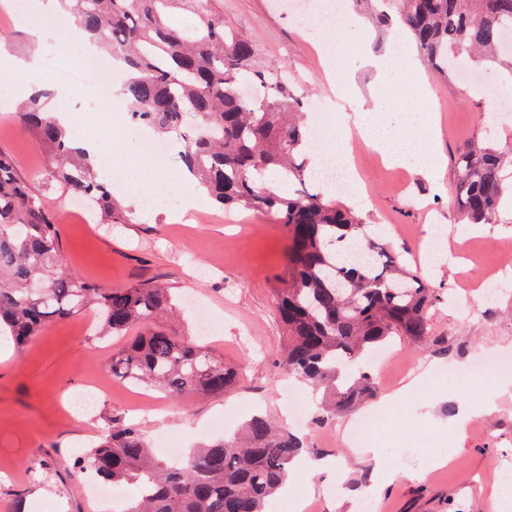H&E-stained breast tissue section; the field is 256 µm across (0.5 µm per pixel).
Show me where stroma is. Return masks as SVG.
Listing matches in <instances>:
<instances>
[{"instance_id": "1", "label": "stroma", "mask_w": 512, "mask_h": 512, "mask_svg": "<svg viewBox=\"0 0 512 512\" xmlns=\"http://www.w3.org/2000/svg\"><path fill=\"white\" fill-rule=\"evenodd\" d=\"M223 2L225 20L252 40L260 64L287 71L291 85L304 95L305 114L335 103L351 113L374 95L382 104V134L432 125L434 144L445 156L437 173L413 167L399 172L369 149L349 153L365 165L366 191L353 207L366 223L384 228L391 249L411 258L436 225L449 240L464 235L482 243L481 253L466 260L444 257L423 268L440 295L431 310L430 335L420 343H395L393 358L374 377V397L326 423L299 425L308 446L330 461L328 469L312 473L307 456L295 460L303 496L317 512H362L368 501L376 512H488L497 473L512 471V391L499 396L487 388L497 412L478 413L460 433L454 419L473 400L448 371L472 366L483 356L512 355V203H502L493 224H459L454 158L460 146L490 130L500 145L512 146V111L493 94L430 73L422 93L426 108H402V69L379 76L366 64L373 55H387L390 39L377 36L364 19L348 30L340 60L350 81L335 89L301 22L279 11L277 0ZM44 81L42 70L23 76L0 71V150L15 157L21 174L55 214L62 265L112 288L160 281L177 295L197 297L216 321L208 336L212 356L239 370L235 387L216 397L177 400L124 382L109 367L124 337L97 338L89 313L51 322L23 351L0 355V512H102L84 480L70 477L69 469L112 420L141 424L153 441L181 436L191 449L214 436V423L227 421L233 431L256 410L282 423L299 403L316 412L323 394L288 377L280 364L286 332L275 313L274 290L285 270V226L266 214L207 203L201 189L180 180L176 156L163 166L148 163L140 148L143 127L128 119L113 121L111 104L87 89L77 122L68 128L71 139L108 134L109 159L123 168L126 183L154 186L171 199L190 195L205 206L198 222L159 206L136 208L130 224L100 223L95 212H83L61 196L44 156L16 120L26 87ZM494 269L500 284L488 304L475 296L472 285ZM414 360L420 365L417 391L393 405L396 432L372 442L387 463L380 479L344 435L359 417L377 411L391 380ZM95 385L100 391L92 415L77 417L70 394ZM447 450L453 451V461L433 465V457Z\"/></svg>"}]
</instances>
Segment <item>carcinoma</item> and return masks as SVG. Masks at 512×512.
Masks as SVG:
<instances>
[{
    "label": "carcinoma",
    "instance_id": "cac0c4a2",
    "mask_svg": "<svg viewBox=\"0 0 512 512\" xmlns=\"http://www.w3.org/2000/svg\"><path fill=\"white\" fill-rule=\"evenodd\" d=\"M100 50L123 65L121 91L132 119L182 142L180 159L219 207L274 216L288 233L287 277L277 289L287 331L283 368L330 392L323 423L374 394L368 370L395 339L422 342L430 332L436 289L408 268L353 208L308 187L310 131L297 116L300 99L281 72L260 67L252 41L224 22L221 0H60ZM376 27L401 26L424 63L455 74L454 62L477 53L496 62L512 31V0H366ZM258 92L246 96L241 84ZM48 94L29 99L17 118L48 163L63 195L82 196L105 224H128L132 211L75 154ZM201 118L186 135L183 117ZM512 149L470 142L456 156L454 204L467 224H490L512 183ZM371 253L349 260L344 248ZM166 285L104 288L60 269L54 217L0 150V336L23 349L50 322L91 309L100 333H138L112 354V376L173 398L220 396L235 367L163 320L176 312ZM303 439L268 418L252 417L243 435L198 446L180 463L158 458L144 430L114 422L75 459L73 469L114 485L148 486L123 512H264L282 487Z\"/></svg>",
    "mask_w": 512,
    "mask_h": 512
}]
</instances>
